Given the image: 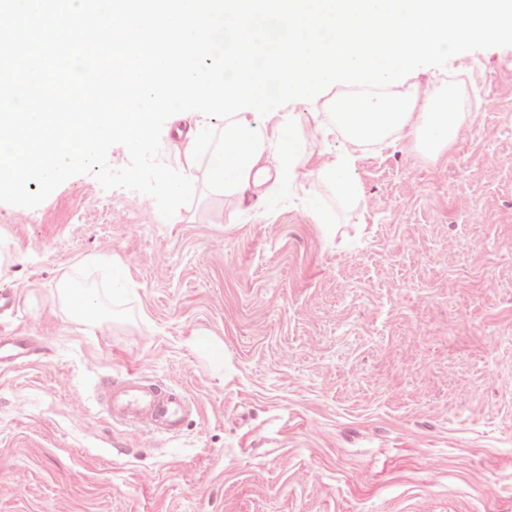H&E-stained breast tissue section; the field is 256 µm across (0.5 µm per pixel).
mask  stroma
Wrapping results in <instances>:
<instances>
[{
  "label": "stroma",
  "instance_id": "obj_1",
  "mask_svg": "<svg viewBox=\"0 0 512 512\" xmlns=\"http://www.w3.org/2000/svg\"><path fill=\"white\" fill-rule=\"evenodd\" d=\"M461 74L448 151L360 145L351 200L309 161L271 212L200 186L148 221L88 174L0 203V331L49 343L0 366V512H512V46L393 90ZM344 91L297 101L303 151L346 147L309 135ZM131 369L194 401L176 435L100 409Z\"/></svg>",
  "mask_w": 512,
  "mask_h": 512
}]
</instances>
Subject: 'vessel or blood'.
<instances>
[{
  "label": "vessel or blood",
  "mask_w": 512,
  "mask_h": 512,
  "mask_svg": "<svg viewBox=\"0 0 512 512\" xmlns=\"http://www.w3.org/2000/svg\"><path fill=\"white\" fill-rule=\"evenodd\" d=\"M33 350L31 337L0 335V364L25 363ZM98 403L112 422L144 429L153 436L177 430L192 408L189 396L182 390L163 388L132 371L104 381Z\"/></svg>",
  "instance_id": "obj_1"
}]
</instances>
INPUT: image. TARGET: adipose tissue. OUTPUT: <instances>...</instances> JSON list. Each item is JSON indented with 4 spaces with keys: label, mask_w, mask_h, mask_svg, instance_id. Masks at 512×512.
<instances>
[{
    "label": "adipose tissue",
    "mask_w": 512,
    "mask_h": 512,
    "mask_svg": "<svg viewBox=\"0 0 512 512\" xmlns=\"http://www.w3.org/2000/svg\"><path fill=\"white\" fill-rule=\"evenodd\" d=\"M466 115L460 112L447 87L440 86L416 96H383L363 99L352 112L335 115L338 128L351 142V149L318 154L319 177L329 178L343 195L357 192L351 177L357 156L355 145L367 142L397 143L409 138L424 152L438 156L455 142Z\"/></svg>",
    "instance_id": "1"
}]
</instances>
